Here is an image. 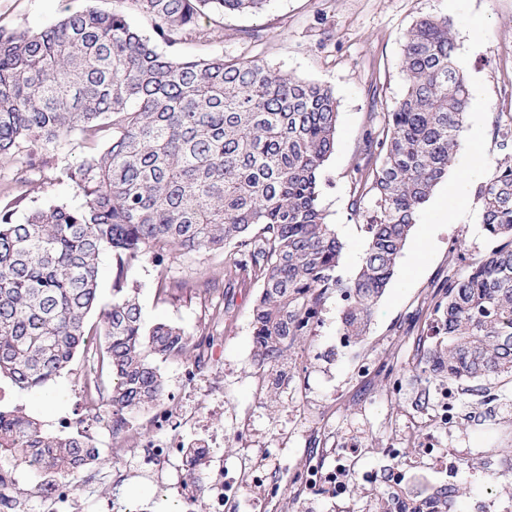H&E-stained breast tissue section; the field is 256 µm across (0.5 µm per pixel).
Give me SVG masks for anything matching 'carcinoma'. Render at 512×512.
I'll use <instances>...</instances> for the list:
<instances>
[{"instance_id":"obj_1","label":"carcinoma","mask_w":512,"mask_h":512,"mask_svg":"<svg viewBox=\"0 0 512 512\" xmlns=\"http://www.w3.org/2000/svg\"><path fill=\"white\" fill-rule=\"evenodd\" d=\"M124 9L71 11L39 32L0 27V168L24 159L52 165L49 149L80 133L88 152L56 166L83 196L0 209V373L19 390L45 386L80 348L95 347L86 374L92 400L112 414L156 404L155 360L194 357L196 341L170 323L146 326L128 273L150 261L224 251V280L262 281L253 336L262 367L288 364L327 295L343 301V335L361 340L416 224L448 173L472 111L466 73L446 20L423 18L402 48L403 98L368 137L351 208L374 197L369 239L353 280L337 274L342 243L319 205V180L335 144L338 105L330 88L272 70L260 59L185 57L159 49L207 45L224 14L269 0H122ZM151 21L148 36L128 12ZM26 178L0 182L18 204ZM483 231L496 246L448 281L436 306L437 335L421 371L450 381L512 378V156L480 191ZM112 257V303L97 326L99 262ZM16 453L63 478L90 455L46 433L17 410H0V454ZM458 490L427 488L376 497L375 512H445Z\"/></svg>"}]
</instances>
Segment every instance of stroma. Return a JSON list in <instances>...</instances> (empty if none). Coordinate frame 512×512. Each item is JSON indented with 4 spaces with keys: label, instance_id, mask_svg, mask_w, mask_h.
<instances>
[{
    "label": "stroma",
    "instance_id": "1",
    "mask_svg": "<svg viewBox=\"0 0 512 512\" xmlns=\"http://www.w3.org/2000/svg\"><path fill=\"white\" fill-rule=\"evenodd\" d=\"M93 6L109 11L119 0H0V26L34 32L69 11ZM445 18L451 24L457 63L469 84L481 88V104L468 116L476 129L473 146L459 150L448 175L437 186L441 209L422 206L417 223L376 306L369 329L356 343L342 334L339 295H330L309 336L288 350L282 375L287 390L273 391L254 350L253 305L260 292L254 282L226 284L224 253L187 255L172 264L171 276L189 282L187 290L163 295L157 289L158 267L135 266L130 282L140 288L146 325L169 322L191 335L216 336L211 380L224 388V475L239 478L257 466L265 486L245 489L231 512H373L377 495L388 493L394 473H402L408 489L451 485L460 488L454 512H512V496H492L498 483L512 487V469L486 472L472 449L485 454L512 452V425L500 419L512 404V382L464 383V429L450 433L429 420L440 380L422 373L424 354L435 341L434 306L448 281L472 260L493 247L482 230L483 205L478 195L503 156L495 142L497 124L512 121V0H269L259 13L228 14L220 41L184 44L180 53L230 58L258 56L272 69L330 87L338 103L334 149L326 161L319 205L343 244L339 273L354 279L361 266L374 200L365 197L352 212L353 167L369 135L377 133L378 116L404 96L401 53L408 30L420 19ZM260 31L251 43L244 31ZM32 190L15 208L23 218L35 205L81 203L76 188L57 181L53 169L32 176ZM219 280L215 294L224 319L208 317L210 300L192 285L200 277ZM90 358L77 351L70 366L43 389H10L0 407L16 406L54 433L62 413L72 412V390ZM427 436L441 450L463 449L454 470L424 456L412 444ZM350 459L355 472L369 473L373 483L358 482L347 499L326 490L309 491L298 476L309 465L330 470ZM176 470L159 475L130 476L118 488L102 485L99 496H118L149 512H171L176 501L169 486Z\"/></svg>",
    "mask_w": 512,
    "mask_h": 512
}]
</instances>
